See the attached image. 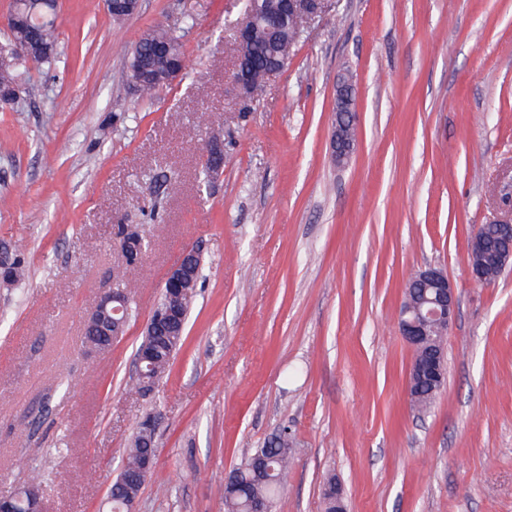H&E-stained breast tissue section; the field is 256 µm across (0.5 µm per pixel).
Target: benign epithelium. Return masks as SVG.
<instances>
[{"label":"benign epithelium","mask_w":512,"mask_h":512,"mask_svg":"<svg viewBox=\"0 0 512 512\" xmlns=\"http://www.w3.org/2000/svg\"><path fill=\"white\" fill-rule=\"evenodd\" d=\"M325 0H265V6L250 12L247 18L232 24L233 39L245 45L252 37L253 30L262 26L267 31L278 34L286 23L288 15L300 14L311 20L324 12ZM105 7L114 16L135 13L139 0H105ZM234 82L239 98H250L252 76L245 65L234 66ZM356 118L352 88L347 80H342L336 90V120L331 134V149L334 161L340 165L347 162L354 151L352 129ZM497 246L491 248L485 238L476 233L469 243V253L479 257V264L470 266L474 281L487 283L485 270L504 266L512 259V220L495 222ZM122 255L133 254V260L143 259L141 245L145 239L140 231L128 224L121 225ZM202 263L201 252L194 248L185 249L177 264L167 273L163 287L166 288L167 305L153 309L145 328L146 337H154L159 329L177 327V318L184 297L193 285V269ZM416 284L424 288L426 294L410 298L399 313L398 326L401 336L411 348L420 351L409 368L408 388L414 389L421 383H441L447 377L445 340L458 310L456 289L448 280V275L440 268L428 266L421 270ZM125 292L120 288L104 295L97 302L85 323L93 325L101 321L112 324V335L121 336L123 321L116 315L123 311ZM26 501L27 512H42L39 488L29 485L26 498L0 499V512H17L16 502Z\"/></svg>","instance_id":"1"}]
</instances>
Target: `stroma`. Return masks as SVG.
<instances>
[{"label":"stroma","mask_w":512,"mask_h":512,"mask_svg":"<svg viewBox=\"0 0 512 512\" xmlns=\"http://www.w3.org/2000/svg\"><path fill=\"white\" fill-rule=\"evenodd\" d=\"M57 54L0 108V497L34 482L45 512H109L123 451L152 419L157 464L135 512H224V478L285 430L294 468L273 512H512V264L475 283L468 244L512 217V0H328L251 100L233 82L237 0H59ZM181 35L183 74L144 99L127 51ZM355 85L356 149L330 148ZM224 168L199 180L206 143ZM178 183L166 194L165 181ZM148 251L125 266L115 227ZM203 255L185 339L144 397L136 350L182 251ZM445 270L459 304L444 388L412 409L398 314L409 276ZM135 284L103 354L84 320ZM356 118L350 83L343 78L336 90V120L331 134L334 161L343 165L354 151L352 129Z\"/></svg>","instance_id":"1"}]
</instances>
